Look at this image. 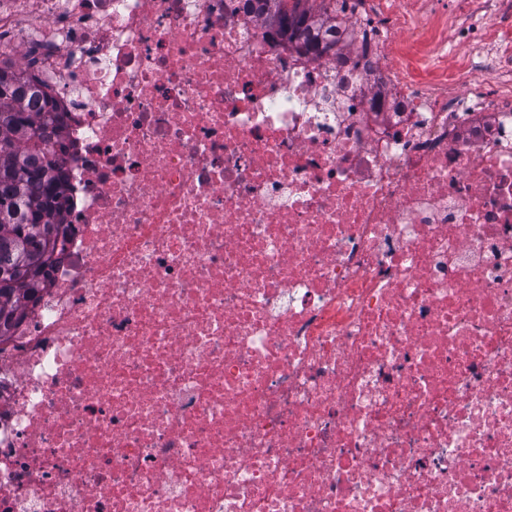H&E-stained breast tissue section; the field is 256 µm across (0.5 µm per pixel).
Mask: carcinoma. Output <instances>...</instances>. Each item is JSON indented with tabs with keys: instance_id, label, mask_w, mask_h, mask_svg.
I'll return each mask as SVG.
<instances>
[{
	"instance_id": "1",
	"label": "carcinoma",
	"mask_w": 512,
	"mask_h": 512,
	"mask_svg": "<svg viewBox=\"0 0 512 512\" xmlns=\"http://www.w3.org/2000/svg\"><path fill=\"white\" fill-rule=\"evenodd\" d=\"M283 29H334L347 0H245ZM34 76L0 66V333L41 287L60 233L65 183L48 130L55 107L33 84Z\"/></svg>"
}]
</instances>
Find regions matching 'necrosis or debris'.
I'll return each mask as SVG.
<instances>
[{"mask_svg": "<svg viewBox=\"0 0 512 512\" xmlns=\"http://www.w3.org/2000/svg\"><path fill=\"white\" fill-rule=\"evenodd\" d=\"M350 3L0 0L66 185L0 512H512V0ZM252 10L265 15L269 20L283 27L284 32L292 27L295 33L304 24L317 29H336L338 11L344 12L348 0H320L319 10L309 6V0H244Z\"/></svg>", "mask_w": 512, "mask_h": 512, "instance_id": "1", "label": "necrosis or debris"}]
</instances>
